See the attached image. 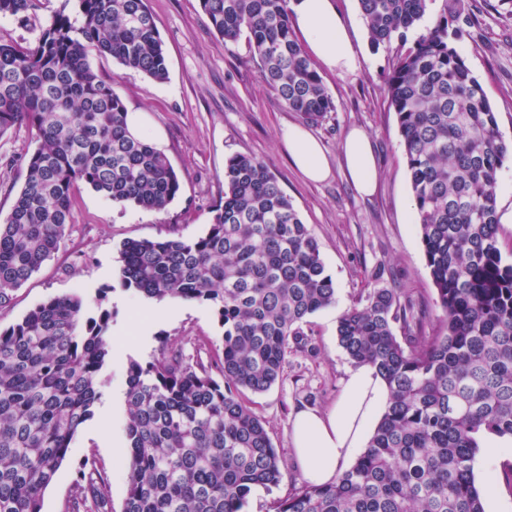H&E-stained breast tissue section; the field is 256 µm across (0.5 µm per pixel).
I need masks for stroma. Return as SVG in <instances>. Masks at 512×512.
Segmentation results:
<instances>
[{
    "label": "stroma",
    "instance_id": "stroma-1",
    "mask_svg": "<svg viewBox=\"0 0 512 512\" xmlns=\"http://www.w3.org/2000/svg\"><path fill=\"white\" fill-rule=\"evenodd\" d=\"M62 0H41L26 23L0 16V40L32 43ZM167 58L168 78L157 82L124 68L111 56H95L93 69L114 81L128 111L141 115L152 144L169 159L180 191L161 211L112 202L82 185L73 199L75 220L59 250L14 291L12 305L0 311V329L8 328L36 305L55 296L82 293L94 302L106 291L105 308L113 324L129 321L145 301L119 279L120 248L136 238L162 239L177 233L204 236L213 207L224 199V163L235 154L261 160L278 179L304 224L316 237L320 256L336 288V302L310 315L301 326L306 348L291 349L279 381L245 401L265 421L283 460L282 478L272 489L254 488L243 512H272V504L298 492L302 477L290 441V415L306 406L330 409L340 398L352 363L339 346V316L367 288L406 289L416 307L432 306L436 295L418 237L412 190L396 115L390 107L385 74L391 62L386 48L372 49L358 0H337L356 25L355 72L322 73L336 110L308 130L323 145L331 164L325 181H305L292 167L278 133L301 124L263 81L259 62L246 39L225 44L203 13L199 0H147ZM474 23L457 48L483 86L506 141H512V14L498 0H471ZM371 139L379 181L369 196L360 194L347 174L340 150L350 129ZM37 148L32 132L18 127L0 137V224L5 223L20 191L27 157ZM181 315L157 319L144 341L124 337L121 361H109L102 396L91 420L76 433L69 453L46 490L43 512H64L76 471L85 457L112 483V510L122 512L123 473L112 446L125 440V377L129 360L145 362L161 345L182 350L191 360L215 364L224 331L210 305L181 301ZM512 454L476 471L481 492L495 495L494 512H512V480L506 474Z\"/></svg>",
    "mask_w": 512,
    "mask_h": 512
}]
</instances>
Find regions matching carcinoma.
<instances>
[{"instance_id": "carcinoma-1", "label": "carcinoma", "mask_w": 512, "mask_h": 512, "mask_svg": "<svg viewBox=\"0 0 512 512\" xmlns=\"http://www.w3.org/2000/svg\"><path fill=\"white\" fill-rule=\"evenodd\" d=\"M32 44L0 42V136L18 126L39 147L0 224V309L61 246L84 183L114 202L162 210L180 190L169 160L132 135L96 53L154 81L168 77L146 0H73ZM289 0H200L224 42L246 35L267 85L310 123L336 111L294 37ZM431 0H359L373 48L397 43L386 76L405 152L415 224L436 291L433 334L401 288H372L338 321L352 363L377 368L389 399L354 464L306 485L274 512H485L473 462L485 434L512 438V260L503 256L498 174L512 144L455 42L466 0H443L432 26L408 34ZM39 0H0L22 22ZM126 288L205 302L224 328L216 381L179 350L126 371L122 512H242L255 487L279 483L282 460L244 392L280 378L290 341L336 301L317 239L262 161L224 163V201L197 239H128ZM112 312L89 315L79 293L56 296L0 329V512H42L78 429L101 398ZM403 336L397 337L395 325ZM65 512H112L95 458L77 471Z\"/></svg>"}]
</instances>
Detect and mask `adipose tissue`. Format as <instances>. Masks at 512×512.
<instances>
[{
  "label": "adipose tissue",
  "mask_w": 512,
  "mask_h": 512,
  "mask_svg": "<svg viewBox=\"0 0 512 512\" xmlns=\"http://www.w3.org/2000/svg\"><path fill=\"white\" fill-rule=\"evenodd\" d=\"M288 7L302 48L319 68L335 73L357 68L358 56L335 0H289ZM281 139L306 179L321 182L329 177L326 154L309 131L289 125L283 128ZM342 150L357 190L371 194L378 171L370 138L361 130H350ZM387 396L386 385L376 369L360 365L348 372L343 394L330 410H297L292 420L291 443L303 478L325 485L347 470L374 430Z\"/></svg>",
  "instance_id": "adipose-tissue-1"
}]
</instances>
